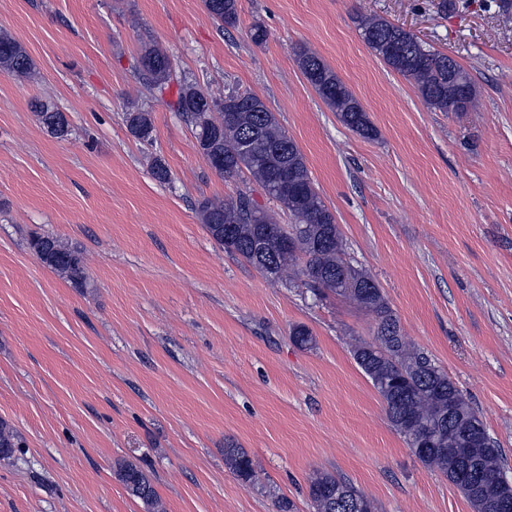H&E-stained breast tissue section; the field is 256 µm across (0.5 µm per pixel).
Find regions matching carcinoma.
I'll return each instance as SVG.
<instances>
[{
	"label": "carcinoma",
	"mask_w": 512,
	"mask_h": 512,
	"mask_svg": "<svg viewBox=\"0 0 512 512\" xmlns=\"http://www.w3.org/2000/svg\"><path fill=\"white\" fill-rule=\"evenodd\" d=\"M204 3L220 26H236L239 0ZM356 24L365 44L386 65L413 81L429 108L467 112L475 106L472 78L451 56L382 18L359 14ZM297 63L345 126L365 139L377 136L360 101L316 53L299 50ZM33 69L25 48L0 33V73L26 77ZM138 75L144 84L163 90L174 82L173 64L162 51L146 46ZM177 85L172 106L191 125L196 146L211 168L224 177L248 172L288 215L289 223H278L246 192L230 200H205L198 215L209 236L273 280L292 271L294 277L288 281L301 278L310 288L334 292L372 313L377 342L357 340L351 355L384 402L391 424L424 466L440 471L450 482L466 464H472L477 484L465 497L475 512H512V480L506 477L500 450L488 436L473 443L461 434L466 424L479 418L478 412L448 374L402 336L399 318L378 283L347 257L336 216L317 191L302 150L264 100L234 90L216 97L187 79ZM36 117L56 138L64 139L71 132L66 115L50 100L36 105ZM125 122L133 138L152 140L154 127L148 111L133 106L125 113ZM29 245L41 263L58 276L77 288L88 287L81 251L49 235L34 236ZM290 336L303 348L315 344L312 331L303 325L293 327ZM450 397L456 403L452 416L448 415ZM448 443L457 451L437 448ZM21 447L17 432L0 422V458L12 457ZM224 464L244 481L254 477L253 462L242 448H225ZM115 468L128 494L142 501L148 512H165L141 468L129 462H120ZM309 497L316 512H358L360 506L366 512H376L372 499L326 471L310 477Z\"/></svg>",
	"instance_id": "1"
}]
</instances>
